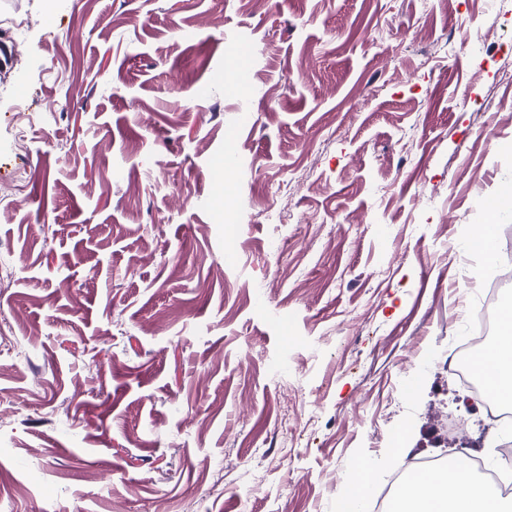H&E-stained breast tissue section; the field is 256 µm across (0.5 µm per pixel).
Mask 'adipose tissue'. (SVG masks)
<instances>
[{
    "mask_svg": "<svg viewBox=\"0 0 512 512\" xmlns=\"http://www.w3.org/2000/svg\"><path fill=\"white\" fill-rule=\"evenodd\" d=\"M488 394L512 403V309L499 321V338L478 361ZM391 512H512V497H503L477 477L470 459L452 457L444 468L414 472L397 488Z\"/></svg>",
    "mask_w": 512,
    "mask_h": 512,
    "instance_id": "ef3b65f1",
    "label": "adipose tissue"
}]
</instances>
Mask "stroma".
Listing matches in <instances>:
<instances>
[{
  "mask_svg": "<svg viewBox=\"0 0 512 512\" xmlns=\"http://www.w3.org/2000/svg\"><path fill=\"white\" fill-rule=\"evenodd\" d=\"M510 72L512 0H0V512L507 469L454 361L512 262V209L496 267L463 248L512 183Z\"/></svg>",
  "mask_w": 512,
  "mask_h": 512,
  "instance_id": "obj_1",
  "label": "stroma"
}]
</instances>
